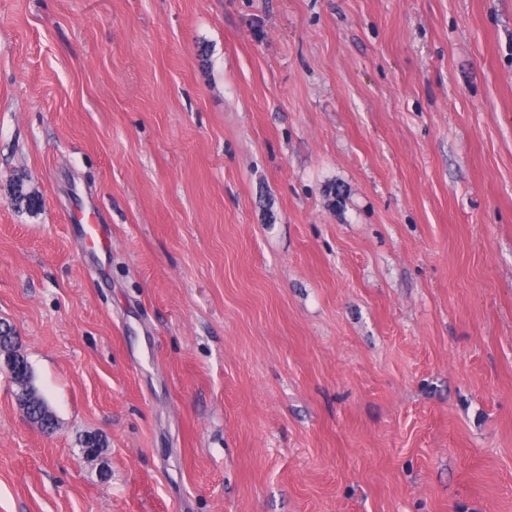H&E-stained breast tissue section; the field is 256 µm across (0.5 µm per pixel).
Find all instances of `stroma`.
I'll return each mask as SVG.
<instances>
[{
    "instance_id": "obj_1",
    "label": "stroma",
    "mask_w": 512,
    "mask_h": 512,
    "mask_svg": "<svg viewBox=\"0 0 512 512\" xmlns=\"http://www.w3.org/2000/svg\"><path fill=\"white\" fill-rule=\"evenodd\" d=\"M0 321V512H512V0H0Z\"/></svg>"
}]
</instances>
